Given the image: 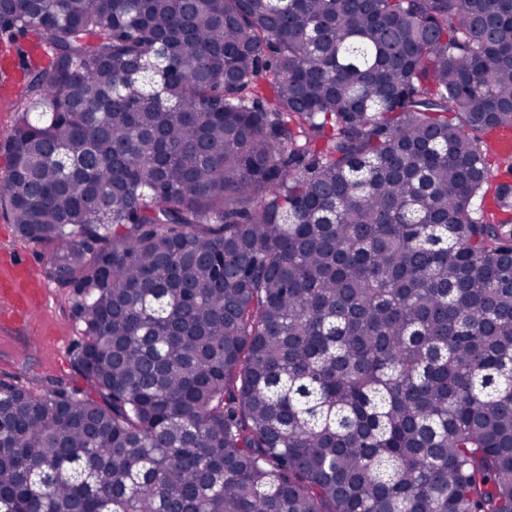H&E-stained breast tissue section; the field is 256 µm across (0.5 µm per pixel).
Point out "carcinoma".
<instances>
[{
	"mask_svg": "<svg viewBox=\"0 0 512 512\" xmlns=\"http://www.w3.org/2000/svg\"><path fill=\"white\" fill-rule=\"evenodd\" d=\"M0 207L97 394L0 380V512H512V0H0Z\"/></svg>",
	"mask_w": 512,
	"mask_h": 512,
	"instance_id": "1",
	"label": "carcinoma"
}]
</instances>
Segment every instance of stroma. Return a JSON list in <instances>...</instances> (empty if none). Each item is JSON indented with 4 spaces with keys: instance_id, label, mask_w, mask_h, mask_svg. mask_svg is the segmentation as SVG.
<instances>
[{
    "instance_id": "obj_1",
    "label": "stroma",
    "mask_w": 512,
    "mask_h": 512,
    "mask_svg": "<svg viewBox=\"0 0 512 512\" xmlns=\"http://www.w3.org/2000/svg\"><path fill=\"white\" fill-rule=\"evenodd\" d=\"M49 250V245L19 240L8 214L0 210V261L15 259L35 278L45 280L44 257ZM28 303L35 309L33 321L12 320L0 328V378L34 388L61 384L87 392L89 385L74 364L82 327L72 316L70 295L48 283L44 293Z\"/></svg>"
}]
</instances>
